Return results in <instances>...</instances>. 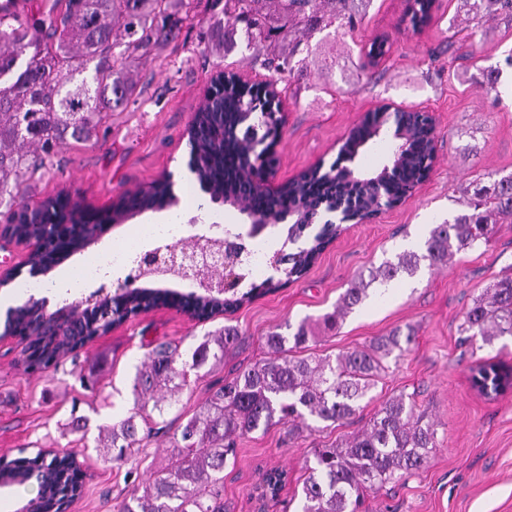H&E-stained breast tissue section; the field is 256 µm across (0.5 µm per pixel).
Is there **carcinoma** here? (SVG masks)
<instances>
[{
    "label": "carcinoma",
    "instance_id": "cac0c4a2",
    "mask_svg": "<svg viewBox=\"0 0 512 512\" xmlns=\"http://www.w3.org/2000/svg\"><path fill=\"white\" fill-rule=\"evenodd\" d=\"M288 18L295 45L281 56L271 40L274 13ZM348 0H209L210 10L242 25L248 39L261 46L262 65L278 73L289 68L290 58L311 34L335 24L355 28L356 13L336 10ZM189 0H65L56 15L31 13L24 17L11 10V2L0 6V206L11 210L9 226L19 237L45 236L43 215L66 207L50 198L23 217L14 210L17 184L10 177L24 164L42 165L62 142L65 134L89 140L103 113L135 91L132 80L122 75V66L112 55L113 36L126 39L127 48L148 51L180 29L190 19ZM471 20L481 25L500 18L512 20V0H461ZM406 133L398 143L403 161L377 184L354 180L335 182L331 170L304 173L277 193L262 184H250L251 152L256 134L267 125L265 109L247 108L235 87L217 90L198 111L195 126L187 130L188 164L200 188L209 196L247 215L277 217L298 212L314 216L327 209L330 200L354 206L365 216L382 204L401 201L426 170L431 159V139L426 125L400 116ZM392 141L387 121L375 112L354 128L333 163L343 171L357 170L354 147ZM463 209L451 219L434 225L421 250H405L395 260H386L350 283L333 311L321 318L325 330L336 329L354 307L377 290L401 278H412L422 265L446 267L455 253L489 242L496 224L512 218V174L471 183ZM167 179L153 182L121 200L114 207L116 219L134 207L137 212L162 210L167 205ZM315 235L296 252L297 259L283 269L286 280L301 278L326 247ZM257 287L225 295L183 294L169 288H143L112 297L105 306L84 312L89 340L97 331L108 330L122 312L147 311L177 305L196 319L232 312L252 298ZM47 340L33 329L29 346L48 358L61 360L78 349L69 335ZM460 332L481 337L486 344L500 336H512V276L490 285L464 315ZM240 341L233 326L202 337L182 360L178 347L160 345L149 351L133 379L136 408L128 416L102 429L99 453L110 463L127 461L141 442L143 400L153 401L158 417L178 402L187 382V370L200 371L224 362ZM316 341L307 322L296 331H272L265 336L267 357L224 379L210 398L178 427L174 439L176 461L155 470L140 490L114 505L115 512H224V467L236 453L237 438L286 418L304 423H336L351 418L360 403L375 388L383 360L403 351L399 336L392 333L376 339L369 350H354L336 357L302 355ZM478 388L495 395L508 380L503 366L484 361L471 368ZM436 447L434 423L415 412L401 394L382 402L380 409L358 434L337 448L314 449V465L302 488L301 512H357L363 492L401 478L419 468L429 450ZM36 473L39 512H61L67 501L78 497L82 486L73 462L46 459L41 452L31 458L10 461L0 467V477L17 485L27 484ZM286 472L273 469L265 474L264 489L274 497L282 488Z\"/></svg>",
    "mask_w": 512,
    "mask_h": 512
}]
</instances>
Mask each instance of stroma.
Instances as JSON below:
<instances>
[{"mask_svg": "<svg viewBox=\"0 0 512 512\" xmlns=\"http://www.w3.org/2000/svg\"><path fill=\"white\" fill-rule=\"evenodd\" d=\"M406 0H370L351 31L312 33L310 53L292 73L271 77L256 62V46L244 30L220 33L211 12L197 4L180 35L148 52L127 54L135 83L128 104L112 108L89 141L67 140L36 172L20 171L24 204L34 207L66 190L96 210L119 195L172 174L185 235L214 236L221 225L245 232L246 215L220 204L198 210L201 189L187 182L185 130L202 107L218 70L254 81L275 79L286 112L276 146L271 185L317 164H331L349 130L384 103L432 113L435 161L427 181L397 207L364 223H346L302 279L258 294L237 311L208 321L176 308L129 319L79 349L57 368L34 372L17 339L0 342V458L33 456L40 449L72 456L83 474V493L69 512H114L151 472L170 463L174 434L210 395L213 386L264 355L263 338L275 326H298L332 311L356 275L422 244L433 225L447 219L476 176L512 173V71L504 70L497 94H486L484 70L512 50V22L474 28L457 0H438L432 21L413 30ZM386 38L377 65L367 58L374 39ZM336 66L324 70V60ZM476 145L473 154L466 144ZM144 212L116 225L102 240L71 256L69 266L111 253L113 242L132 241L139 225L161 221ZM512 275V223L496 225L486 245L457 253L442 269H422L383 297L357 307L333 332L320 331L315 355L368 346L399 331L413 341L364 400L356 416L310 431L280 423L238 438L236 456L224 469L227 512H298L306 465L316 448H331L357 434L381 402L404 394L417 413L434 422L437 444L418 470L381 489L365 491L360 512H512V394L486 398L473 389L471 369L490 360L512 366V336L493 344L462 342L459 326L474 299L496 279ZM236 326L244 340L201 377L192 378L164 416L159 433L144 440L121 465L96 450L99 429L123 419L134 406L132 383L149 344L168 342L181 353L222 326ZM87 417L86 434L71 432L72 414ZM286 471L277 498L261 497L266 472Z\"/></svg>", "mask_w": 512, "mask_h": 512, "instance_id": "obj_1", "label": "stroma"}]
</instances>
